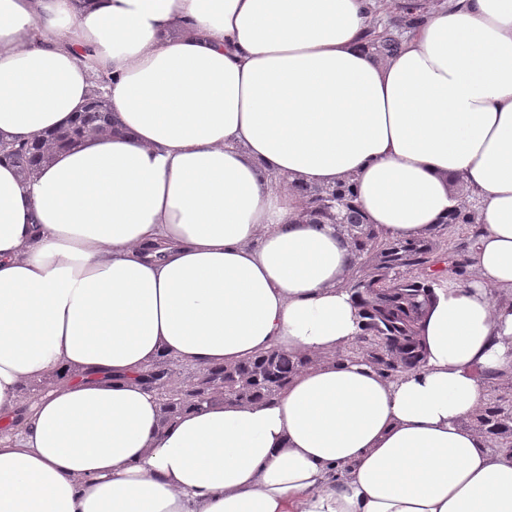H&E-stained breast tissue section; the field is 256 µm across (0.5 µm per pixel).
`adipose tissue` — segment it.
Returning a JSON list of instances; mask_svg holds the SVG:
<instances>
[{
	"label": "adipose tissue",
	"instance_id": "obj_1",
	"mask_svg": "<svg viewBox=\"0 0 512 512\" xmlns=\"http://www.w3.org/2000/svg\"><path fill=\"white\" fill-rule=\"evenodd\" d=\"M372 0H0V139L117 123L36 178L0 160V512H512L470 425L512 381V0H449L396 55ZM478 199L473 277L436 289L425 361L342 358L353 247L298 185L353 180L368 223L428 236ZM277 349L268 402L188 408L136 376Z\"/></svg>",
	"mask_w": 512,
	"mask_h": 512
}]
</instances>
